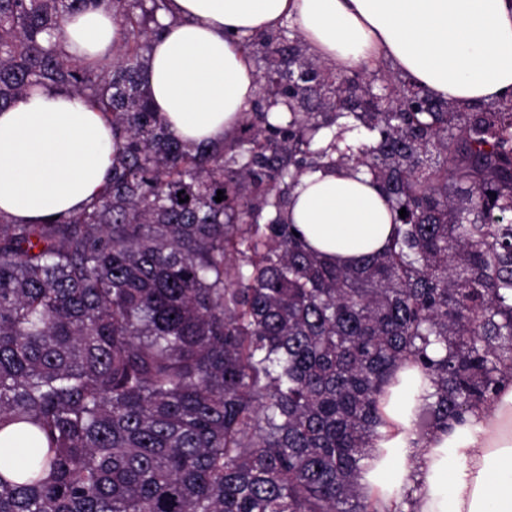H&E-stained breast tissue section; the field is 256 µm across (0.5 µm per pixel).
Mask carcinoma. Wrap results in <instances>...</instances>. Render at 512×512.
I'll return each mask as SVG.
<instances>
[{
    "mask_svg": "<svg viewBox=\"0 0 512 512\" xmlns=\"http://www.w3.org/2000/svg\"><path fill=\"white\" fill-rule=\"evenodd\" d=\"M102 4L122 43L78 62L53 38ZM166 4L0 0V110L53 85L116 140L82 211L0 215V512H377L362 472L403 362L433 382L426 437L512 380V99L474 114L379 67L377 101L266 33L243 45L265 68L236 136L190 149L146 89ZM345 114L371 143L339 149ZM349 163L394 229L339 266L294 235L288 197Z\"/></svg>",
    "mask_w": 512,
    "mask_h": 512,
    "instance_id": "obj_1",
    "label": "carcinoma"
}]
</instances>
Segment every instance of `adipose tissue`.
<instances>
[{"instance_id":"1","label":"adipose tissue","mask_w":512,"mask_h":512,"mask_svg":"<svg viewBox=\"0 0 512 512\" xmlns=\"http://www.w3.org/2000/svg\"><path fill=\"white\" fill-rule=\"evenodd\" d=\"M291 22L310 53L352 72L383 62L430 95L464 105L512 96V0H168L151 42L148 94L188 147L222 145L255 97L243 39ZM122 39L98 7L63 23L58 41L87 62ZM112 126L76 95L35 88L0 110V214L40 224L76 212L103 190ZM290 212L308 247L348 264L383 251L389 207L365 171L306 172ZM429 376L404 362L378 402L382 420L361 480L378 512L413 489L417 512H512V382L489 408L421 438L415 415Z\"/></svg>"}]
</instances>
